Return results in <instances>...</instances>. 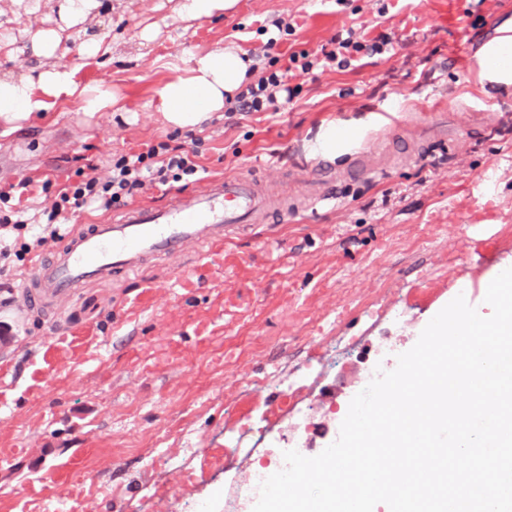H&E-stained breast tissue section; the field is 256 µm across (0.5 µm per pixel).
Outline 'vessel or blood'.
Listing matches in <instances>:
<instances>
[{"label":"vessel or blood","mask_w":512,"mask_h":512,"mask_svg":"<svg viewBox=\"0 0 512 512\" xmlns=\"http://www.w3.org/2000/svg\"><path fill=\"white\" fill-rule=\"evenodd\" d=\"M270 209L258 181L247 175L210 179L206 191L177 192L161 206H128L116 218L79 225L62 246L42 256L30 277L36 293L28 301L60 297L82 284L134 272L150 258L198 242H223Z\"/></svg>","instance_id":"1"}]
</instances>
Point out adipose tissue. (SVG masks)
I'll list each match as a JSON object with an SVG mask.
<instances>
[{
  "mask_svg": "<svg viewBox=\"0 0 512 512\" xmlns=\"http://www.w3.org/2000/svg\"><path fill=\"white\" fill-rule=\"evenodd\" d=\"M250 63L232 48H216L193 55L184 74L176 76L158 91L159 110L177 127L200 125L212 113L223 111L228 99L246 85ZM77 97L83 112H102L112 105V95L100 89L80 91L71 69L55 66L41 73L38 81L0 77V119L14 122L47 109L52 97Z\"/></svg>",
  "mask_w": 512,
  "mask_h": 512,
  "instance_id": "1",
  "label": "adipose tissue"
}]
</instances>
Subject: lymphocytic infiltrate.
<instances>
[{"instance_id": "lymphocytic-infiltrate-1", "label": "lymphocytic infiltrate", "mask_w": 512, "mask_h": 512, "mask_svg": "<svg viewBox=\"0 0 512 512\" xmlns=\"http://www.w3.org/2000/svg\"><path fill=\"white\" fill-rule=\"evenodd\" d=\"M330 43V48L323 50L321 57L313 58L303 51L294 52L284 66L280 65L278 57H270L266 71L237 94L234 111L278 112L280 105L291 102L296 93L295 87L288 83L289 71L307 74L317 67L342 70L350 66L355 54L381 55L393 48L390 35L382 34L367 42L351 29L336 34ZM199 156L200 152L194 146H174L166 141L148 143L141 151L113 160L107 180L88 175L79 182L59 187L50 209L43 212L42 236L20 243L14 251L15 257L26 260L33 249L42 247L47 240H63L71 230L70 225L62 221L66 213L97 205L111 207L133 198L149 185L171 187L180 182L198 181L201 171Z\"/></svg>"}]
</instances>
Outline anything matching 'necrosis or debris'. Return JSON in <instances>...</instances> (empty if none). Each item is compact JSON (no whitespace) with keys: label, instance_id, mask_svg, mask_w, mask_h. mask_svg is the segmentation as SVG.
Instances as JSON below:
<instances>
[{"label":"necrosis or debris","instance_id":"4bbe7bcc","mask_svg":"<svg viewBox=\"0 0 512 512\" xmlns=\"http://www.w3.org/2000/svg\"><path fill=\"white\" fill-rule=\"evenodd\" d=\"M360 336H319L305 358L274 367L259 380L242 385L237 410L224 429L223 448L214 455L216 468L231 472L223 487L224 512H242L244 502L259 493L263 480L284 469L283 457L266 458L271 434L302 427L301 403L328 373L330 355L362 347Z\"/></svg>","mask_w":512,"mask_h":512}]
</instances>
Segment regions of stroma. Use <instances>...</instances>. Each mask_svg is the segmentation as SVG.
<instances>
[{"label":"stroma","mask_w":512,"mask_h":512,"mask_svg":"<svg viewBox=\"0 0 512 512\" xmlns=\"http://www.w3.org/2000/svg\"><path fill=\"white\" fill-rule=\"evenodd\" d=\"M64 0L22 17L0 0V76L32 79L66 66L77 84L111 91L105 112L58 102L12 125L0 122V187L28 177V214L78 172L106 179L113 158L176 134L158 110L167 61L233 47L261 73L278 24L294 32L277 53L310 54L339 31L391 33L387 55L357 54L344 70L296 77L276 118L225 117L194 128L206 179L251 175L287 197L286 216L219 246L200 244L138 272L94 282L51 305L26 307L30 262L0 261V512H138L146 462L178 452L191 429L193 483L168 474L157 512L210 496L223 478L207 464L233 408L227 383L297 360L314 336H360L362 351L336 358L304 400L313 448L335 441L323 425L345 418L372 344L396 353L416 343L460 283L487 286L512 267V86L466 62L468 39L493 36L512 0H237L224 15L189 19L180 0H99L80 29L65 27ZM61 29L54 57L36 56L23 30ZM153 37L144 40L142 32ZM107 53L87 59L82 36ZM337 125L353 144L326 150L334 180L320 186L311 148ZM53 190L44 192L43 180ZM333 196L318 203L320 189ZM404 308L407 324L384 316ZM239 352L224 358L225 348Z\"/></svg>","instance_id":"35a3bbf8"}]
</instances>
